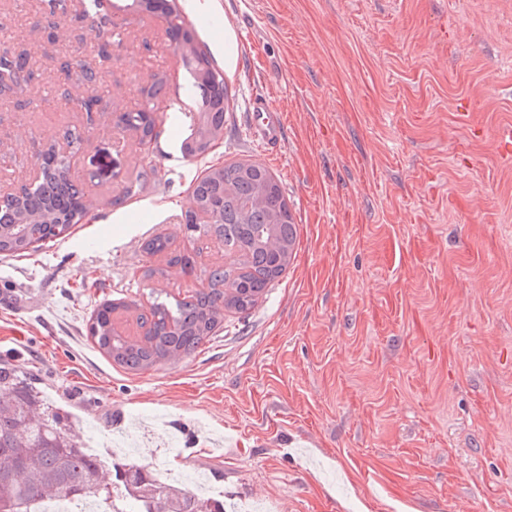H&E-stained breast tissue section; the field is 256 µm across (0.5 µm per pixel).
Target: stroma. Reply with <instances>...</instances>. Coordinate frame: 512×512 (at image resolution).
<instances>
[{
	"label": "stroma",
	"mask_w": 512,
	"mask_h": 512,
	"mask_svg": "<svg viewBox=\"0 0 512 512\" xmlns=\"http://www.w3.org/2000/svg\"><path fill=\"white\" fill-rule=\"evenodd\" d=\"M106 0L50 15L0 0V49L34 77L0 96V189L38 175L63 131L94 208L51 247L0 258V362L116 458L163 461L261 512H512V0H210L185 11L232 92L224 140L186 157L191 77L158 16ZM70 63L58 71L59 59ZM92 64L101 118L72 103ZM160 137L115 124L155 74ZM260 92L286 115L272 153L246 124ZM252 161L297 224L284 274L187 358L130 372L87 332L103 299L195 288L143 250L163 233L200 266L182 218L208 163ZM139 194L115 204L131 180ZM90 271L98 285L75 287Z\"/></svg>",
	"instance_id": "35a3bbf8"
}]
</instances>
